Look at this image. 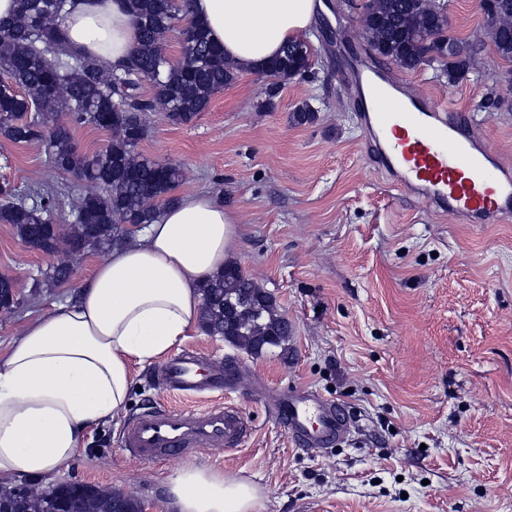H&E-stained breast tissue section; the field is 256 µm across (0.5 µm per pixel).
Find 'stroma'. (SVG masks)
<instances>
[{
  "instance_id": "stroma-1",
  "label": "stroma",
  "mask_w": 512,
  "mask_h": 512,
  "mask_svg": "<svg viewBox=\"0 0 512 512\" xmlns=\"http://www.w3.org/2000/svg\"><path fill=\"white\" fill-rule=\"evenodd\" d=\"M481 0H448V31L485 38ZM312 72L285 82L262 108L267 79L240 74L189 124L146 117L141 154L179 165L177 193L205 192L240 218L234 261L270 293L293 326L288 355L239 351L204 330L172 350L221 364L233 384L185 398L162 390L158 362L135 366L126 414L95 428L76 461L29 479L120 488L159 512L167 483L190 462L260 486L261 512H512V222L467 224L399 185L363 148L351 54L367 55L359 11L326 0L308 35ZM404 92L468 112L488 148L512 167V62L485 51L468 80L448 86L436 67L388 65ZM316 111L299 125L301 103ZM55 197L69 224L88 183L56 171L35 145L0 138V184ZM107 256L73 255L69 280L38 284L56 257L0 223V276L18 301L0 309V349L30 320L66 303ZM331 400L348 430L310 448L292 437L255 382ZM241 408L251 434L237 448L144 462L121 446L129 417L162 404Z\"/></svg>"
}]
</instances>
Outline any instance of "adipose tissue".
<instances>
[{
	"label": "adipose tissue",
	"mask_w": 512,
	"mask_h": 512,
	"mask_svg": "<svg viewBox=\"0 0 512 512\" xmlns=\"http://www.w3.org/2000/svg\"><path fill=\"white\" fill-rule=\"evenodd\" d=\"M322 0H191L194 18L238 70L257 71L303 35ZM71 47L121 63L137 28L125 0H78L62 19ZM239 216L184 194L101 262L74 302L27 323L0 352V491L76 459L87 433L123 413L133 364L163 357L199 321L202 288L232 255ZM263 492L189 464L163 512H259Z\"/></svg>",
	"instance_id": "ef3b65f1"
}]
</instances>
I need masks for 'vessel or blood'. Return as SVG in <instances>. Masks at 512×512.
<instances>
[{"label": "vessel or blood", "mask_w": 512, "mask_h": 512, "mask_svg": "<svg viewBox=\"0 0 512 512\" xmlns=\"http://www.w3.org/2000/svg\"><path fill=\"white\" fill-rule=\"evenodd\" d=\"M361 81L365 139L401 187L434 208L456 211L470 224L512 218V168L495 158L477 132L466 129L458 110L398 94L375 70L363 72ZM197 374L198 359L187 353L171 359L157 379L165 390L189 397L201 391ZM271 406L289 432L310 446L320 448L344 435V420L332 404L307 392H281ZM250 433L248 419L233 406L179 411L159 405L129 421L122 445L142 460L179 458L215 445L236 447Z\"/></svg>", "instance_id": "obj_1"}]
</instances>
